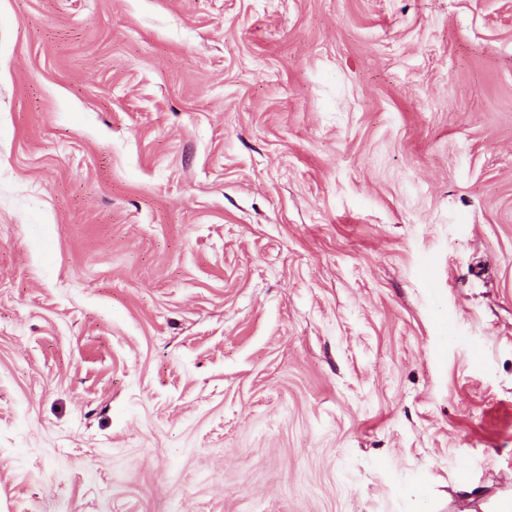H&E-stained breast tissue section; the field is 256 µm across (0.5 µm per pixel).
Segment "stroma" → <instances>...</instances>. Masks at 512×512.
Instances as JSON below:
<instances>
[{
  "label": "stroma",
  "instance_id": "35a3bbf8",
  "mask_svg": "<svg viewBox=\"0 0 512 512\" xmlns=\"http://www.w3.org/2000/svg\"><path fill=\"white\" fill-rule=\"evenodd\" d=\"M507 498L512 0H0V512Z\"/></svg>",
  "mask_w": 512,
  "mask_h": 512
}]
</instances>
